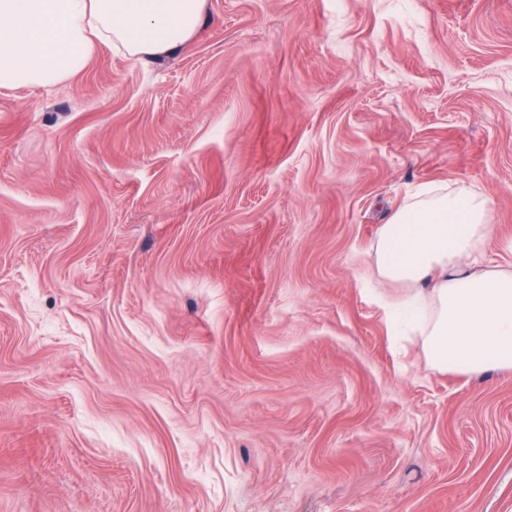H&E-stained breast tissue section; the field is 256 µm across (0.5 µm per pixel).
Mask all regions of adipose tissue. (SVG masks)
Returning <instances> with one entry per match:
<instances>
[{"label":"adipose tissue","mask_w":512,"mask_h":512,"mask_svg":"<svg viewBox=\"0 0 512 512\" xmlns=\"http://www.w3.org/2000/svg\"><path fill=\"white\" fill-rule=\"evenodd\" d=\"M205 0H0V87H52L81 72L98 46L149 63L181 48ZM485 200L439 194L382 225L379 275L409 283L410 324L433 368H512V273L466 272L491 234Z\"/></svg>","instance_id":"1"}]
</instances>
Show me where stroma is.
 Instances as JSON below:
<instances>
[{
	"label": "stroma",
	"instance_id": "35a3bbf8",
	"mask_svg": "<svg viewBox=\"0 0 512 512\" xmlns=\"http://www.w3.org/2000/svg\"><path fill=\"white\" fill-rule=\"evenodd\" d=\"M512 271V0H206L0 88V512H512V368H432L378 232Z\"/></svg>",
	"mask_w": 512,
	"mask_h": 512
}]
</instances>
